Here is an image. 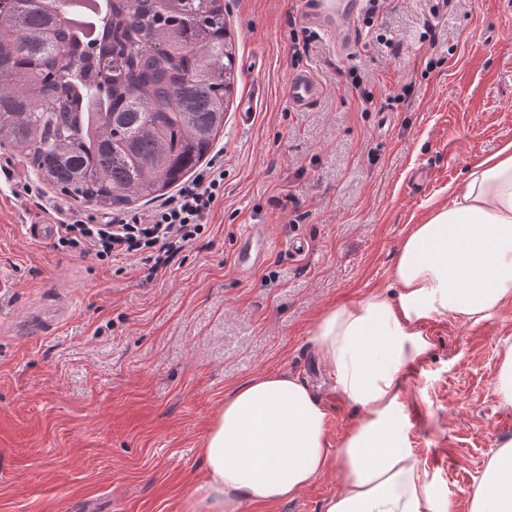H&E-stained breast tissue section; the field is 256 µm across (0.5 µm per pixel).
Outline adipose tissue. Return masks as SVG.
Instances as JSON below:
<instances>
[{
  "mask_svg": "<svg viewBox=\"0 0 512 512\" xmlns=\"http://www.w3.org/2000/svg\"><path fill=\"white\" fill-rule=\"evenodd\" d=\"M396 293L327 309L310 332L332 387L359 407L339 448L329 412L300 376L261 373L228 395L207 429L206 479L189 512L290 500L336 470L324 512H456L407 442L405 371L426 360L438 316L479 322L512 300V142L470 169L448 206L414 225L394 261ZM467 512H512V439L491 454Z\"/></svg>",
  "mask_w": 512,
  "mask_h": 512,
  "instance_id": "ef3b65f1",
  "label": "adipose tissue"
}]
</instances>
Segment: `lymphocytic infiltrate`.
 Segmentation results:
<instances>
[{
  "instance_id": "lymphocytic-infiltrate-1",
  "label": "lymphocytic infiltrate",
  "mask_w": 512,
  "mask_h": 512,
  "mask_svg": "<svg viewBox=\"0 0 512 512\" xmlns=\"http://www.w3.org/2000/svg\"><path fill=\"white\" fill-rule=\"evenodd\" d=\"M223 193L224 163L218 160L146 218H106L94 224L73 218L59 225L58 243L102 261L137 256L154 270L201 237L204 220Z\"/></svg>"
}]
</instances>
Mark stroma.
<instances>
[{"label": "stroma", "instance_id": "1", "mask_svg": "<svg viewBox=\"0 0 512 512\" xmlns=\"http://www.w3.org/2000/svg\"><path fill=\"white\" fill-rule=\"evenodd\" d=\"M298 7L224 0L236 73L211 152L224 159V195L203 236L155 274L136 257L101 261L26 233L59 206L99 220L152 203L80 207L0 147V512H188L210 421L262 372L301 375L326 401L331 445L358 420L309 331L326 309L387 292L412 226L512 142V0H457L441 18L426 0H380L344 53L297 28ZM302 69L323 92L297 110L287 84ZM421 167L432 180L410 193ZM257 230L266 260L251 272L237 247ZM293 238L304 253L287 249ZM60 297L65 321L30 341L15 333ZM425 333L434 347L402 388L408 442L466 512L493 449L512 439V408L494 391L512 301L478 323L436 317ZM337 490L330 471L293 500L243 512H324Z\"/></svg>", "mask_w": 512, "mask_h": 512}]
</instances>
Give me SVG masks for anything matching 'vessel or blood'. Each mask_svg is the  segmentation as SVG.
Listing matches in <instances>:
<instances>
[{"label":"vessel or blood","instance_id":"1","mask_svg":"<svg viewBox=\"0 0 512 512\" xmlns=\"http://www.w3.org/2000/svg\"><path fill=\"white\" fill-rule=\"evenodd\" d=\"M297 20L301 27L317 34L339 36L344 45L358 42L362 30L357 22L363 12V0H300ZM321 94V85L307 70L294 72L288 83V100L297 108L313 105ZM265 256V240L256 234L246 235L238 247L240 267L259 266Z\"/></svg>","mask_w":512,"mask_h":512}]
</instances>
